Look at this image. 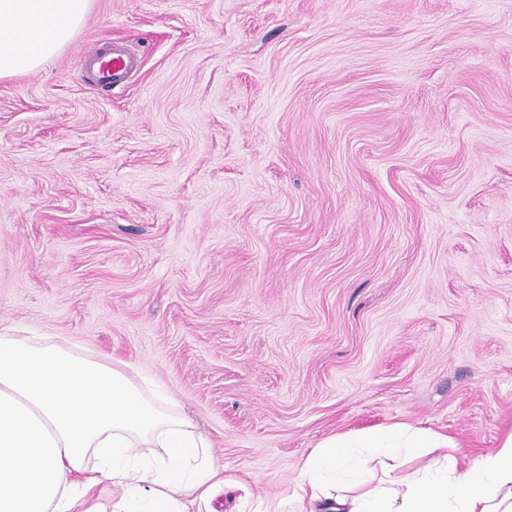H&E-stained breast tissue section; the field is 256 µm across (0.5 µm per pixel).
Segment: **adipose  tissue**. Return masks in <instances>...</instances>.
Instances as JSON below:
<instances>
[{"label": "adipose tissue", "mask_w": 512, "mask_h": 512, "mask_svg": "<svg viewBox=\"0 0 512 512\" xmlns=\"http://www.w3.org/2000/svg\"><path fill=\"white\" fill-rule=\"evenodd\" d=\"M90 0H0V79L66 44ZM127 363L0 328V512H201L223 478L210 438ZM264 512H512V431L465 462L394 423L332 436Z\"/></svg>", "instance_id": "obj_1"}]
</instances>
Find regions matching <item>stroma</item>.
<instances>
[{
  "mask_svg": "<svg viewBox=\"0 0 512 512\" xmlns=\"http://www.w3.org/2000/svg\"><path fill=\"white\" fill-rule=\"evenodd\" d=\"M139 55L127 81L84 52ZM199 421L213 512L326 438L512 431V0H91L0 80V328ZM131 65V58L116 51L113 43L112 53L104 50V43H98L84 55V67H97L96 83L102 86L117 85Z\"/></svg>",
  "mask_w": 512,
  "mask_h": 512,
  "instance_id": "1",
  "label": "stroma"
}]
</instances>
